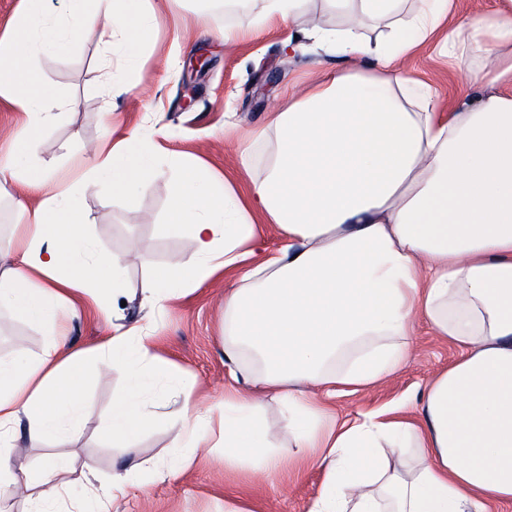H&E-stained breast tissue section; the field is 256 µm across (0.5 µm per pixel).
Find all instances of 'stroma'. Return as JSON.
Masks as SVG:
<instances>
[{
  "instance_id": "stroma-1",
  "label": "stroma",
  "mask_w": 512,
  "mask_h": 512,
  "mask_svg": "<svg viewBox=\"0 0 512 512\" xmlns=\"http://www.w3.org/2000/svg\"><path fill=\"white\" fill-rule=\"evenodd\" d=\"M144 5L154 12L153 28L133 65H123L119 51L104 45L95 28L84 31L67 50L38 56L30 64L32 79L52 90L58 114L31 150L33 169L48 168L62 180L75 179L77 160L92 159L108 121L118 134L139 130L161 172L159 179L140 185L129 196L113 194L104 185L82 193L88 235L102 253L127 261L124 302L105 316L91 298H77L62 314L60 341L64 349H84L98 344L113 324L142 323L154 338V353L193 371L219 401L224 397V290L234 284L236 273L221 274L213 284L174 300L163 312L149 316L140 306L151 272L176 265L194 251L189 236L167 229L169 197L179 178L176 162L192 160L217 176L242 183L262 178L271 146L257 143L248 160H241L242 136L263 128L269 112L289 93L302 90L321 68H335L336 61L327 58L321 67L315 55L301 56L287 48L288 25L264 18L265 0H145ZM227 29L238 34L230 44L223 38ZM201 55L210 67L199 82L196 101L186 108L179 100L185 64ZM409 66L440 101H447L461 84L460 73L432 50L417 55ZM115 80L129 85V92L112 93ZM23 192L33 205L52 190L26 192L15 183L0 186L2 250L10 248L13 227L21 221L14 199ZM46 340L42 327L0 308V358H34ZM412 343V358L385 384L337 395L332 404L335 416L343 419L382 408L423 386L456 357L455 349L433 336L423 322ZM81 389L96 410L86 416L79 436L62 447L20 438L21 452L13 461L17 474L35 472L52 455L72 459L76 471L69 475L64 495L82 499L87 495L85 471L95 473L98 486L108 487L113 464L132 454L153 478L146 492L131 490L119 512H224V487L231 478L221 459L203 454L186 472L171 468L168 416L177 405L170 381H158L146 393L149 410L159 418L135 440L131 454L111 446L101 433L98 415L113 396L126 391L125 375L104 374L93 366ZM320 481L317 469H285L245 485L243 501L253 505V512H306Z\"/></svg>"
}]
</instances>
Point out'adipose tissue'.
Returning <instances> with one entry per match:
<instances>
[{
  "label": "adipose tissue",
  "mask_w": 512,
  "mask_h": 512,
  "mask_svg": "<svg viewBox=\"0 0 512 512\" xmlns=\"http://www.w3.org/2000/svg\"><path fill=\"white\" fill-rule=\"evenodd\" d=\"M93 9L56 17L44 0H20L0 34V98L23 112L21 135L55 120L50 94L27 83L22 54L60 48L90 28L135 59L149 30L133 0H93ZM348 26L316 22L308 0H267L288 23L295 49L315 46L342 59L289 95L266 128L275 132L263 179L245 190L194 162L179 163L170 231L189 233L192 257L156 272L142 292L146 313L238 270L224 291V399L209 402L192 371L152 354L140 324L113 327L95 346L64 351L59 314L75 297L106 310L120 295L126 261L100 252L81 222L76 193L19 203L21 246L0 251V305L46 326L51 339L30 360L0 359V504L24 490L28 512H112L134 484L130 460L104 496L65 500L56 458L38 479L18 481L16 433L57 443L79 433L89 405L80 392L91 365L120 369L125 395L100 414L111 443L129 447L153 422L143 392L161 378L177 389L171 425L174 463L221 449L231 474L318 468L306 512H512V0L459 22L434 41L460 0H324ZM379 26L376 37L366 24ZM460 69L464 90L442 108L431 89L421 107L408 60L428 43ZM158 170L137 132H104L86 182L130 194ZM284 245L257 257L256 217ZM457 349L456 360L384 410L332 421L344 389L382 383L407 362L417 320ZM285 408L282 432L297 449L282 458L268 441L265 397Z\"/></svg>",
  "instance_id": "obj_1"
}]
</instances>
